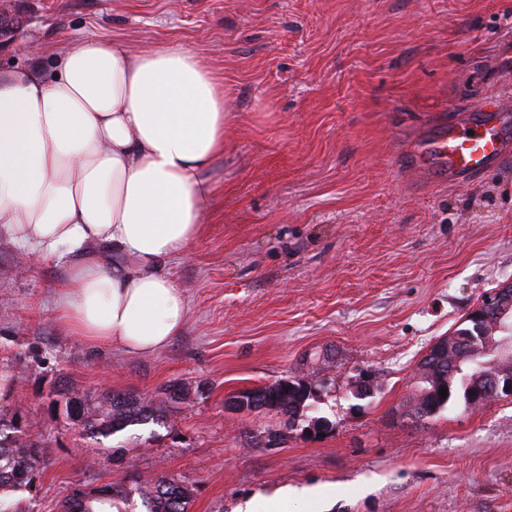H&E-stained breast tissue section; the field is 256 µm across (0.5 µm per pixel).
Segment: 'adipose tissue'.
Wrapping results in <instances>:
<instances>
[{"mask_svg":"<svg viewBox=\"0 0 512 512\" xmlns=\"http://www.w3.org/2000/svg\"><path fill=\"white\" fill-rule=\"evenodd\" d=\"M0 67V237L64 268L56 316L88 347L150 354L183 329L165 272L203 231L202 172L235 120L192 51L87 37Z\"/></svg>","mask_w":512,"mask_h":512,"instance_id":"ef3b65f1","label":"adipose tissue"}]
</instances>
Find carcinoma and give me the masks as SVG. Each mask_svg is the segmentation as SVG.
Here are the masks:
<instances>
[{
    "instance_id": "1",
    "label": "carcinoma",
    "mask_w": 512,
    "mask_h": 512,
    "mask_svg": "<svg viewBox=\"0 0 512 512\" xmlns=\"http://www.w3.org/2000/svg\"><path fill=\"white\" fill-rule=\"evenodd\" d=\"M503 312L512 324V295L503 296L496 310H487L488 328L496 325V313ZM473 332V323L465 319L447 339L441 342L443 360L431 365L420 362L415 374L418 398L414 414L417 418H428L445 408L455 389L456 375H461V386L465 401L471 394L485 388L489 377L499 374L512 376V365L493 361V346L498 334L476 338L469 344L470 352L461 349L464 337ZM473 365L469 373L463 366ZM447 388V396H440V389ZM311 394V385L294 377L281 378L274 383L243 393L245 408L274 410L293 418L306 407ZM66 414L81 421L83 428L91 433L109 437L133 425H145L160 421V409L131 392L105 390L90 405L75 397H65ZM46 454L38 443L18 435V429L0 421V492L3 494L26 492L34 481L36 472ZM192 493L187 487L173 479L133 481L130 485L114 484L99 491H73L64 512H134L141 504L144 512H189Z\"/></svg>"
}]
</instances>
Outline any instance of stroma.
I'll return each mask as SVG.
<instances>
[{
    "label": "stroma",
    "instance_id": "obj_1",
    "mask_svg": "<svg viewBox=\"0 0 512 512\" xmlns=\"http://www.w3.org/2000/svg\"><path fill=\"white\" fill-rule=\"evenodd\" d=\"M12 15L0 65H32L31 32L48 57L92 36L181 45L237 119L203 174L205 230L166 267L188 317L156 353L87 348L56 318L59 268L0 238V419L46 449L32 491L0 505L60 512L133 470L191 489L192 512H261L285 487L288 512H512V396L407 414L429 346L512 284V163L451 185L410 158L435 122L512 96L495 67L512 0H14ZM284 377L314 390L295 419L227 408ZM63 386L134 391L163 421L91 437Z\"/></svg>",
    "mask_w": 512,
    "mask_h": 512
}]
</instances>
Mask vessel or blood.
Here are the masks:
<instances>
[{
	"instance_id": "vessel-or-blood-1",
	"label": "vessel or blood",
	"mask_w": 512,
	"mask_h": 512,
	"mask_svg": "<svg viewBox=\"0 0 512 512\" xmlns=\"http://www.w3.org/2000/svg\"><path fill=\"white\" fill-rule=\"evenodd\" d=\"M415 167L460 184L512 157V100L490 96L456 118L429 127L412 152Z\"/></svg>"
}]
</instances>
